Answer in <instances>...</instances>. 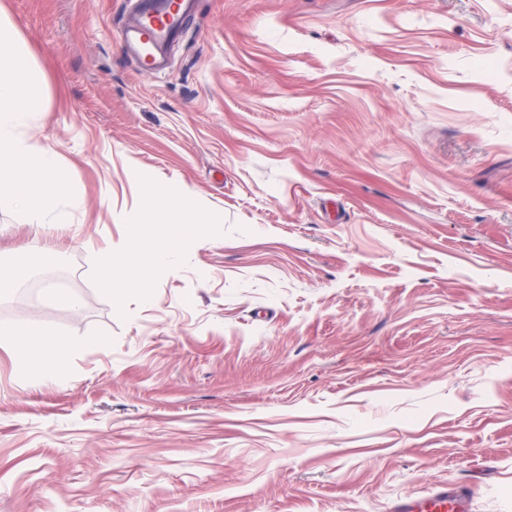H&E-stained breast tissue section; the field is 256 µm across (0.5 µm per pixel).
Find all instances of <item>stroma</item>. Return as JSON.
Wrapping results in <instances>:
<instances>
[{
    "mask_svg": "<svg viewBox=\"0 0 512 512\" xmlns=\"http://www.w3.org/2000/svg\"><path fill=\"white\" fill-rule=\"evenodd\" d=\"M135 3L0 0L75 189L0 204L38 298L0 333L85 343L60 381L0 345V512H512V0H199L154 74ZM151 184L204 223L119 304L96 258ZM469 490L464 486H438L423 497L408 495L400 498L393 512H472Z\"/></svg>",
    "mask_w": 512,
    "mask_h": 512,
    "instance_id": "35a3bbf8",
    "label": "stroma"
}]
</instances>
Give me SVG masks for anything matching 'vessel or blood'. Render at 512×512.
<instances>
[{
	"label": "vessel or blood",
	"mask_w": 512,
	"mask_h": 512,
	"mask_svg": "<svg viewBox=\"0 0 512 512\" xmlns=\"http://www.w3.org/2000/svg\"><path fill=\"white\" fill-rule=\"evenodd\" d=\"M194 0H140V9L121 32L120 45L134 51L143 65L157 71L156 53L181 27ZM393 512H473L471 495L463 486H438L423 497L400 498Z\"/></svg>",
	"instance_id": "obj_1"
}]
</instances>
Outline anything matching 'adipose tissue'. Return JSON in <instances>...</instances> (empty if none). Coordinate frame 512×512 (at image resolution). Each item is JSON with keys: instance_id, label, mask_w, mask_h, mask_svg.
<instances>
[{"instance_id": "adipose-tissue-1", "label": "adipose tissue", "mask_w": 512, "mask_h": 512, "mask_svg": "<svg viewBox=\"0 0 512 512\" xmlns=\"http://www.w3.org/2000/svg\"><path fill=\"white\" fill-rule=\"evenodd\" d=\"M44 104L43 83L36 69L26 62V51L14 24L0 15V202H11L23 211L28 223L41 227L68 223L64 207L73 188L56 172L53 153L24 137ZM161 227L159 246L145 252L132 267H119L111 250L100 252L97 275L104 286L121 284L135 288L142 298L151 294L152 276L177 252L195 243L198 217L184 190L168 185L149 191L144 217L132 222L128 237L139 242L148 226ZM15 344L26 356H45L43 374L64 376L67 361L78 353L82 341L62 335L46 337L38 321H30L16 333Z\"/></svg>"}]
</instances>
